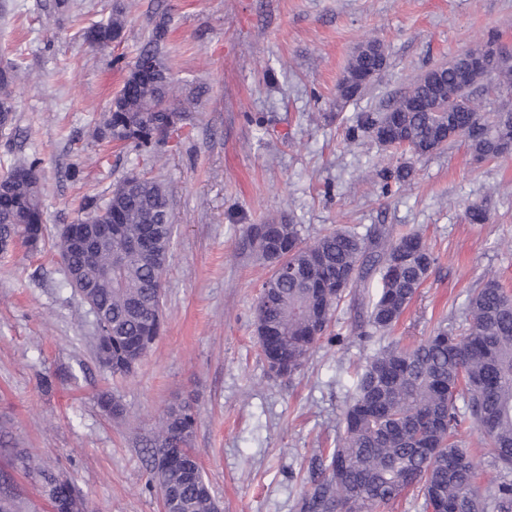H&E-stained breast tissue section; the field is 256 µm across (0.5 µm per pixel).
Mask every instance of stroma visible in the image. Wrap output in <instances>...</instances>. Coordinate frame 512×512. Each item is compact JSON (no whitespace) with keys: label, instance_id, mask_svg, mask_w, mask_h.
<instances>
[{"label":"stroma","instance_id":"stroma-1","mask_svg":"<svg viewBox=\"0 0 512 512\" xmlns=\"http://www.w3.org/2000/svg\"><path fill=\"white\" fill-rule=\"evenodd\" d=\"M0 0V68L19 66L14 121L0 128V172L38 159L48 236L75 223L85 197L104 199L129 172L161 179L175 235L163 279L164 330L136 371L94 359L93 318L53 248L0 255V424L29 455L72 480L85 512H162L141 439L172 401L195 399L194 452L222 512H296L313 458L336 445L348 384L375 349L459 325L489 278L512 290V154L475 162L455 142L417 157L375 141L346 143L331 120L336 87L357 46L380 41L378 81L341 108L378 112L426 69L496 33L512 48V0H124L120 42L82 39L113 0ZM169 17L163 60L174 100L200 93L178 132L150 154L95 129L146 42L157 9ZM407 162L409 184L382 195L375 171ZM490 219L469 223L467 206ZM293 219L304 243L329 230L382 225L419 232L438 258L395 328L364 341L351 301L329 338L292 378L270 375L254 331L265 270L245 245L251 224ZM55 386L43 392L41 377ZM111 394L123 419L105 415ZM13 471L23 507L51 512Z\"/></svg>","mask_w":512,"mask_h":512}]
</instances>
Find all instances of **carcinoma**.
Listing matches in <instances>:
<instances>
[{"label":"carcinoma","instance_id":"cac0c4a2","mask_svg":"<svg viewBox=\"0 0 512 512\" xmlns=\"http://www.w3.org/2000/svg\"><path fill=\"white\" fill-rule=\"evenodd\" d=\"M126 6L113 7L109 17L84 31L92 47L104 48L120 38ZM167 21L160 16L140 49L120 92L112 99L105 126L120 129L115 140L132 144L142 153L168 136L195 104L192 97L174 104L168 94L169 71L161 57ZM385 52L371 46L353 55L337 85L336 104L343 107L369 85L349 78L383 65ZM18 69L0 71V126L13 121L12 89ZM478 81L459 87L470 99L476 89L512 88V66L505 63ZM415 98L432 99L424 81L382 112H361L345 125V140H375L385 150L414 156L432 155L453 141L463 142L478 161L501 158L507 151L499 140L512 134V112H446L433 106L414 112ZM411 167L400 164L379 171L381 192L401 188ZM78 221L112 224V241L90 260L70 241L57 235L52 247L67 267L81 271L82 281L70 284L79 298L92 304L112 324V335L93 336L95 360L114 375L135 372L160 335L163 276L174 233L166 186L136 172L125 175L105 200L90 198ZM155 226L158 260L141 258L133 250L143 231ZM256 225L245 230L252 254L270 268L255 308V319L267 331L261 351L265 360H279L286 378L301 369L310 350L326 335L335 310L347 296L359 312L360 324L389 332L399 322L437 257L415 232L393 239L375 226L361 234L330 230L310 245L302 242L299 225L288 222ZM30 254L46 246L38 163L23 161L0 176V252L16 242ZM277 261L288 274L274 269ZM112 267V278L102 271ZM380 286L368 299L356 295L373 278ZM345 287H339V280ZM465 324L450 329L437 325L419 343L382 347L358 369L343 410L339 444L309 470V488L296 503L297 512H382L407 490L415 488L423 512H512V294L494 279L471 295L464 310ZM100 408L120 418L123 409L109 394L98 396ZM479 432L474 448L457 436L467 421ZM195 406L184 399L168 406L145 437L146 469L160 497H180V512H215L217 505L202 472L163 474L158 459L182 454L192 446ZM480 452L501 468L498 482L483 490L474 454ZM41 488L51 512H71L75 483L60 473L16 456ZM0 512H20L13 485H0Z\"/></svg>","mask_w":512,"mask_h":512}]
</instances>
